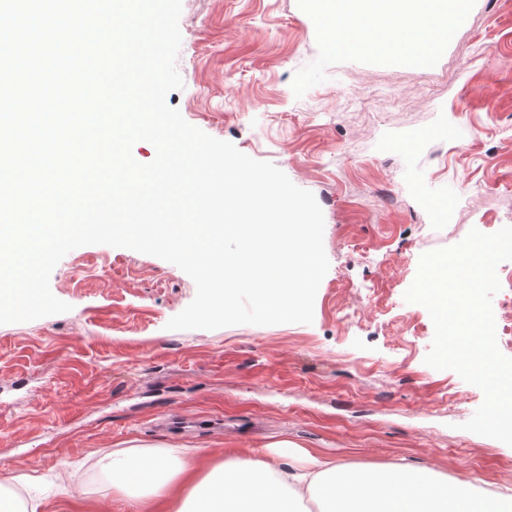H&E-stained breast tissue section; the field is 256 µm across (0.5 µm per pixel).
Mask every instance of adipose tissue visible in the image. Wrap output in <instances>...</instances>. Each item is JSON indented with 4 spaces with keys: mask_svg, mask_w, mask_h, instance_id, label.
<instances>
[{
    "mask_svg": "<svg viewBox=\"0 0 512 512\" xmlns=\"http://www.w3.org/2000/svg\"><path fill=\"white\" fill-rule=\"evenodd\" d=\"M196 449L143 457L116 452L104 468L135 512H502V499L475 501L465 479L407 465L350 466L281 439L256 457L242 448L199 473Z\"/></svg>",
    "mask_w": 512,
    "mask_h": 512,
    "instance_id": "ef3b65f1",
    "label": "adipose tissue"
}]
</instances>
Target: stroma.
Listing matches in <instances>:
<instances>
[{
  "instance_id": "35a3bbf8",
  "label": "stroma",
  "mask_w": 512,
  "mask_h": 512,
  "mask_svg": "<svg viewBox=\"0 0 512 512\" xmlns=\"http://www.w3.org/2000/svg\"><path fill=\"white\" fill-rule=\"evenodd\" d=\"M179 26L169 105L322 209L314 319L170 330L196 293L179 267L70 251L50 276L70 311L0 325V486L36 477L43 512H127L101 460L129 441L198 448L210 468L285 438L512 491V446L460 428L482 391L426 364L433 321L403 298L421 254L512 216V0H476L435 66L340 63L300 98L318 48L297 0H182Z\"/></svg>"
}]
</instances>
